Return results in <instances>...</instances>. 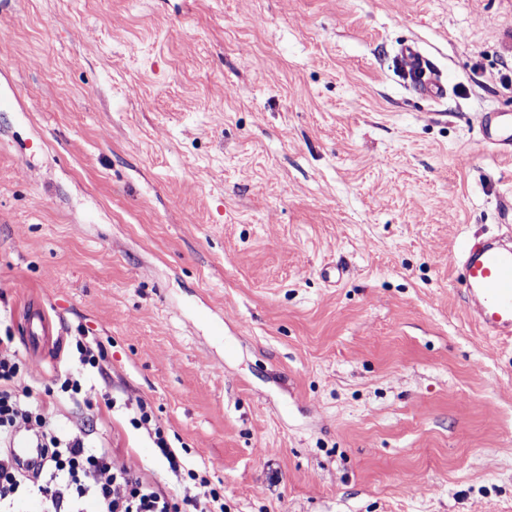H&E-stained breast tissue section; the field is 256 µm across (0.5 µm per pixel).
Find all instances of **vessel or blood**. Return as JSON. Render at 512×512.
<instances>
[{
    "mask_svg": "<svg viewBox=\"0 0 512 512\" xmlns=\"http://www.w3.org/2000/svg\"><path fill=\"white\" fill-rule=\"evenodd\" d=\"M399 60L404 69L415 76L417 91L429 98L440 99L445 87L413 45L401 46ZM477 124L483 134L499 138L512 149V128L506 122L491 123L486 115H478ZM463 269L468 312L486 335L512 340V248L490 241L469 243L463 251ZM57 330L41 307L28 308L26 335L29 348L48 343Z\"/></svg>",
    "mask_w": 512,
    "mask_h": 512,
    "instance_id": "obj_1",
    "label": "vessel or blood"
}]
</instances>
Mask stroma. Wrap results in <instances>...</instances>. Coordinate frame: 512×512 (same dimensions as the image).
Returning a JSON list of instances; mask_svg holds the SVG:
<instances>
[{
    "instance_id": "stroma-1",
    "label": "stroma",
    "mask_w": 512,
    "mask_h": 512,
    "mask_svg": "<svg viewBox=\"0 0 512 512\" xmlns=\"http://www.w3.org/2000/svg\"><path fill=\"white\" fill-rule=\"evenodd\" d=\"M487 112L512 0H0V338L40 389L99 342L95 438L197 494L144 399L224 512H512V340L458 263L512 225ZM399 60L407 71L414 74V86L417 91L431 99H440L445 87L440 78L432 71L420 51L413 45H402L399 50ZM27 346L38 349L48 343L54 336H58L56 326L48 318L44 310L39 307H29L26 314ZM130 421L135 428H144L148 432L154 447L158 448L160 454L166 459L170 470L174 474H179L182 470L185 471L186 465L184 461L173 449L172 443L164 429L156 424L152 411L148 409L147 403L141 400L137 403L135 416L131 418Z\"/></svg>"
}]
</instances>
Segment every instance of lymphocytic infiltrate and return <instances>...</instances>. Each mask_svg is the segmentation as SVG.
Returning a JSON list of instances; mask_svg holds the SVG:
<instances>
[{
  "mask_svg": "<svg viewBox=\"0 0 512 512\" xmlns=\"http://www.w3.org/2000/svg\"><path fill=\"white\" fill-rule=\"evenodd\" d=\"M75 349L76 370L58 376L57 389L40 396L23 373L16 350L0 340V512H14L22 498L32 503L33 512H199L203 499L206 512H224L215 490L177 498L117 466L111 449L92 439L85 419L69 428L60 424L54 393L92 410L96 392L87 376L101 370L105 360L103 347L86 337H76ZM131 423L147 431L173 473L184 470V461L145 402L137 403ZM15 448L42 449V462L33 474H25L14 462Z\"/></svg>",
  "mask_w": 512,
  "mask_h": 512,
  "instance_id": "obj_1",
  "label": "lymphocytic infiltrate"
}]
</instances>
